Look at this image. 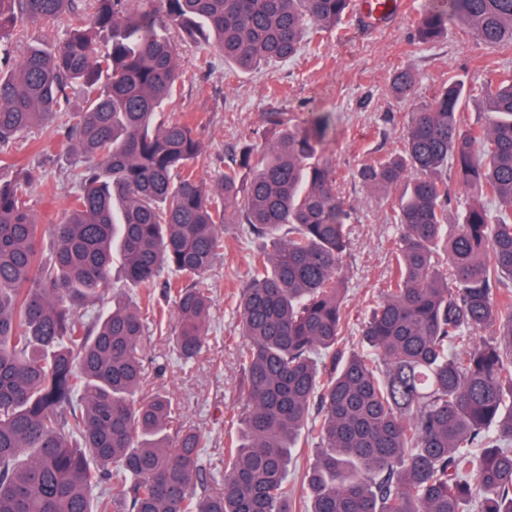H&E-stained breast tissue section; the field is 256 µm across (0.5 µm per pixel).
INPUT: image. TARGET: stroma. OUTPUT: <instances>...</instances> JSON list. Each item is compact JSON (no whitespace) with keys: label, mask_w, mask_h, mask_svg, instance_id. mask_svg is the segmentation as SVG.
I'll use <instances>...</instances> for the list:
<instances>
[{"label":"stroma","mask_w":512,"mask_h":512,"mask_svg":"<svg viewBox=\"0 0 512 512\" xmlns=\"http://www.w3.org/2000/svg\"><path fill=\"white\" fill-rule=\"evenodd\" d=\"M415 18L411 12L373 28L348 14L341 28L323 33L321 42L304 46L295 58L248 74L225 65L212 50L179 37L174 40L185 77L161 117L196 125L203 152L194 172L206 182H214L234 150L261 131L263 113L279 110L303 118L331 114L334 128L321 151L336 168L337 186L349 212L344 267L345 337L350 342L384 286L398 237L390 222V199L367 190L358 179L359 169L401 148L414 104L431 101L448 77L461 76L470 88L462 112L465 122L473 124L487 118L481 98L487 68L512 74V54L487 49L454 21L445 35L414 51ZM405 65L418 79L410 96L399 99L391 92V81ZM14 159L32 179L30 199L39 223H59L77 188L76 159L64 136L32 128ZM260 245V240L243 236L237 225H225L224 253L206 276L211 320L194 361L183 363L172 352L174 310H167L163 325L148 322L143 338L144 390L169 396L173 429L191 427L198 432L205 485L211 490L221 487L225 450L243 430L237 356L245 340L238 330L236 297Z\"/></svg>","instance_id":"1"}]
</instances>
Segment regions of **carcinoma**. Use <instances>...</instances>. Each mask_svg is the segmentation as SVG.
Here are the masks:
<instances>
[{
  "label": "carcinoma",
  "mask_w": 512,
  "mask_h": 512,
  "mask_svg": "<svg viewBox=\"0 0 512 512\" xmlns=\"http://www.w3.org/2000/svg\"><path fill=\"white\" fill-rule=\"evenodd\" d=\"M350 0H0V171L34 126L64 130L78 189L46 225L29 177L0 179V512H512V75L485 84L490 116L464 123L465 82L409 113L402 150L361 167L396 191L399 236L385 288L345 346L348 210L320 148L327 115L265 112L262 158L245 143L208 184L193 123L159 120L181 74L171 31L241 72L293 58ZM454 19L512 51V0H438L412 44ZM52 25L23 48L26 25ZM406 66L391 91L410 95ZM465 197L448 194V172ZM270 241L238 299L246 340L240 442L220 493L201 482V441L172 438L168 396L141 394L146 314L112 291L162 273L189 363L211 317L205 275L224 225ZM488 329L490 336L478 338ZM313 448L302 492L297 448Z\"/></svg>",
  "instance_id": "carcinoma-1"
}]
</instances>
